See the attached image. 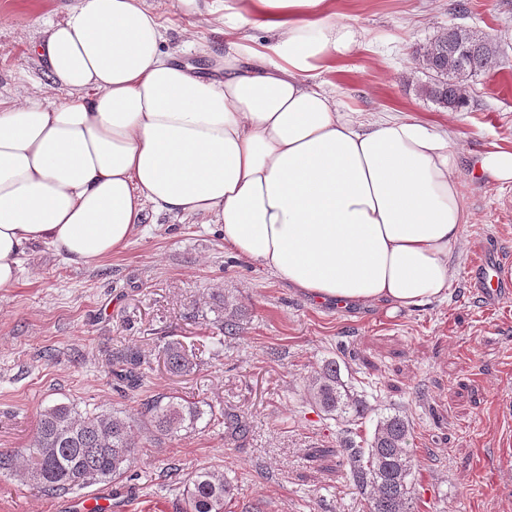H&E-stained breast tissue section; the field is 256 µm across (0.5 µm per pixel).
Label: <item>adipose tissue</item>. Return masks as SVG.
Wrapping results in <instances>:
<instances>
[{
  "label": "adipose tissue",
  "instance_id": "ef3b65f1",
  "mask_svg": "<svg viewBox=\"0 0 512 512\" xmlns=\"http://www.w3.org/2000/svg\"><path fill=\"white\" fill-rule=\"evenodd\" d=\"M223 9L232 42L207 74L164 51L150 0H80L43 29L33 51L67 96L0 102V290L42 244L101 262L151 210L219 225L226 250L318 302L447 298L471 221L452 135L363 121L315 82L364 37L328 0Z\"/></svg>",
  "mask_w": 512,
  "mask_h": 512
}]
</instances>
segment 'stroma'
<instances>
[{"label":"stroma","mask_w":512,"mask_h":512,"mask_svg":"<svg viewBox=\"0 0 512 512\" xmlns=\"http://www.w3.org/2000/svg\"><path fill=\"white\" fill-rule=\"evenodd\" d=\"M77 0H0V100L42 94L49 77L29 52L45 21ZM337 20L365 33L352 52L319 73L363 117L414 116L455 135L461 193L472 215L448 296L413 309L386 303L341 308L317 303L246 259L227 253L222 232L201 218L148 214L131 243L96 266H74L40 245L14 288L0 291V450L29 447L40 411L134 413L115 387L114 352H138L149 394L212 409L187 435L148 442L130 478L50 495L23 471L0 477V512H69L74 500L110 494L119 512H182L188 475L202 467L235 486L228 512H366L335 455L343 421L306 400L322 362L372 405L358 434L399 414L413 424L417 512H512L499 495L496 451L512 438V293L486 302L473 282L486 260L512 257V184L471 176V162L512 149V0H331ZM166 49L208 67L226 49L216 16L186 17L162 0ZM451 24L492 36L500 53L469 84L468 106L444 109L416 91L414 51ZM207 47L201 55L199 47ZM243 310L236 339L215 347L225 304ZM183 344L194 369L169 371L165 341ZM247 425L224 433V415Z\"/></svg>","instance_id":"obj_1"}]
</instances>
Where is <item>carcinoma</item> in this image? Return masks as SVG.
Masks as SVG:
<instances>
[{
	"mask_svg": "<svg viewBox=\"0 0 512 512\" xmlns=\"http://www.w3.org/2000/svg\"><path fill=\"white\" fill-rule=\"evenodd\" d=\"M499 52L491 38L463 26L444 28L415 50L419 69L427 78L422 95L442 108L457 111L466 104L461 86L484 73ZM241 309L224 304L221 337L232 338L240 329ZM163 355L173 373L193 369L183 345L171 341ZM141 356L127 352L112 362V373L127 390L143 388ZM307 399L329 418L348 422L366 419L373 411L365 398L342 380L340 363L323 362L307 385ZM207 411L197 402L173 395L143 399L139 418L118 412H80L72 404L55 403L40 413L34 443L29 448L0 450V473H12L17 459L26 462V478L46 493L61 494L87 485L114 483L132 470L139 445L134 424L147 429L156 440L176 438L197 429ZM413 430L409 419L394 414L377 421L363 446L353 436L339 437V452L349 466L355 487L365 496L367 512H415L413 482L416 464L408 448ZM186 512H225L233 486L224 474L200 468L185 482Z\"/></svg>",
	"mask_w": 512,
	"mask_h": 512,
	"instance_id": "obj_1",
	"label": "carcinoma"
}]
</instances>
